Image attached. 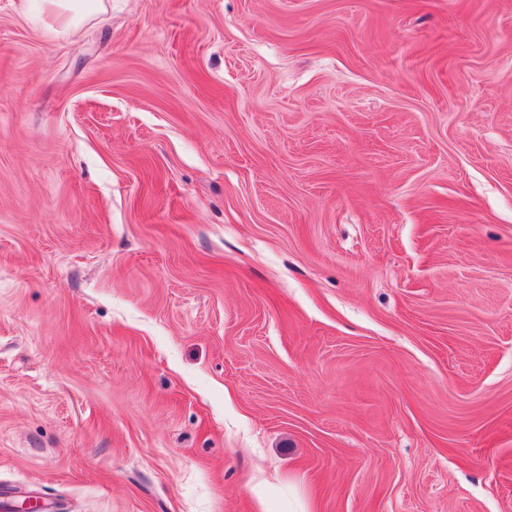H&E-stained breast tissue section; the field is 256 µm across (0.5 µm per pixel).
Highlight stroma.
Returning <instances> with one entry per match:
<instances>
[{"instance_id": "35a3bbf8", "label": "stroma", "mask_w": 512, "mask_h": 512, "mask_svg": "<svg viewBox=\"0 0 512 512\" xmlns=\"http://www.w3.org/2000/svg\"><path fill=\"white\" fill-rule=\"evenodd\" d=\"M512 512V0H0V512ZM60 24L68 25L77 16L87 17L103 7V0H41Z\"/></svg>"}]
</instances>
